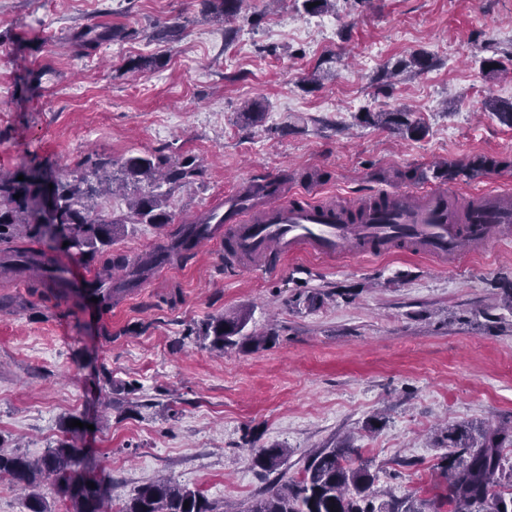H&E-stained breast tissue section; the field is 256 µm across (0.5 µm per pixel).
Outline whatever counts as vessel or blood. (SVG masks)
Masks as SVG:
<instances>
[{"label":"vessel or blood","instance_id":"vessel-or-blood-1","mask_svg":"<svg viewBox=\"0 0 512 512\" xmlns=\"http://www.w3.org/2000/svg\"><path fill=\"white\" fill-rule=\"evenodd\" d=\"M224 232L196 236V243L229 238L245 271L272 268L288 256L339 259L384 254L406 246L434 258L492 249L512 234V196L492 192L462 209L447 191L411 197L391 193L382 207L352 210L342 203L314 204L271 192L257 200L224 203Z\"/></svg>","mask_w":512,"mask_h":512}]
</instances>
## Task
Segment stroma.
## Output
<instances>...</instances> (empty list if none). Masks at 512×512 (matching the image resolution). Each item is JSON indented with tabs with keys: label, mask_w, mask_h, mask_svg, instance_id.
Listing matches in <instances>:
<instances>
[{
	"label": "stroma",
	"mask_w": 512,
	"mask_h": 512,
	"mask_svg": "<svg viewBox=\"0 0 512 512\" xmlns=\"http://www.w3.org/2000/svg\"><path fill=\"white\" fill-rule=\"evenodd\" d=\"M95 24L133 35L79 46ZM171 24L178 38L157 41ZM227 26L201 0H0V171L65 175L90 153L200 166L169 191V224L129 225L104 254L61 246L59 260L136 257L265 179L316 203L439 188L465 206L512 189V128L485 109L512 101V0H335L319 13L244 0L230 42ZM416 53L431 67L402 69ZM138 56L158 62L128 70ZM488 57L507 71H486ZM403 107L422 137L360 119ZM477 156L506 166L434 175ZM510 286L512 241L445 261L303 254L248 276L210 243L94 319L0 272V446L82 448L115 508L165 475L238 512L269 484L253 459L270 446L287 449L290 478L309 450L357 448L377 499H430L447 484L448 428L512 425ZM238 313L262 347L204 345L202 323Z\"/></svg>",
	"instance_id": "35a3bbf8"
}]
</instances>
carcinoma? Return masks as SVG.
<instances>
[{
  "instance_id": "cac0c4a2",
  "label": "carcinoma",
  "mask_w": 512,
  "mask_h": 512,
  "mask_svg": "<svg viewBox=\"0 0 512 512\" xmlns=\"http://www.w3.org/2000/svg\"><path fill=\"white\" fill-rule=\"evenodd\" d=\"M207 11L232 20L239 12L241 0H201ZM127 32L119 28L88 26L76 38L84 44H95L120 39ZM486 109L497 120L512 128V102L490 99ZM364 122L388 127L404 137L418 139L423 126L405 110L396 112H368ZM112 160L99 155L86 156L76 163L70 178H57L49 167H34L9 175L0 173V243L16 237L23 229L29 246L3 251L0 267L17 268L29 273L32 287L44 288L58 297L67 294L64 282L58 276L59 264L55 255L40 247L47 238L44 230L41 199L50 189L52 203L62 224V237L70 247L79 251H100L112 245L115 237L129 224H168L166 196L158 191L164 184L174 188L189 182L200 173L192 160L166 164L148 155L130 156L121 163L124 180L133 186L142 183L149 189L138 193L126 214L104 218L94 214L88 202L104 191L102 172ZM501 166V161L480 156L465 165L448 168V178H474ZM24 180H17L18 176ZM192 231L184 228L174 240L168 257H189ZM157 256L149 253L130 260L120 257L107 260L96 271L98 287L108 288L102 303L112 306L113 270H127L136 281L145 277L156 264ZM247 317L243 314L218 315L204 326L201 336L210 340V347L219 351L239 344L260 347L262 336L245 335ZM447 464L443 472L448 480L446 493L436 501L391 498L380 503L372 495L378 478L368 462L359 459V449L346 447L318 448L304 462L297 478H275L268 489L251 500L241 512H512V465L504 463L503 448L512 447V428L489 429L474 445L469 429L456 426L448 429ZM82 449L62 443L37 460L18 453H7L0 448V476H8L27 491L28 512H51L45 497L37 492L48 485L70 504V512H106L109 490L87 485L89 478L80 472ZM288 456V449L262 448L255 457V465L262 471L274 473ZM189 506H184V502ZM117 512H215V507L202 493L191 490L171 479H159L138 489Z\"/></svg>"
}]
</instances>
